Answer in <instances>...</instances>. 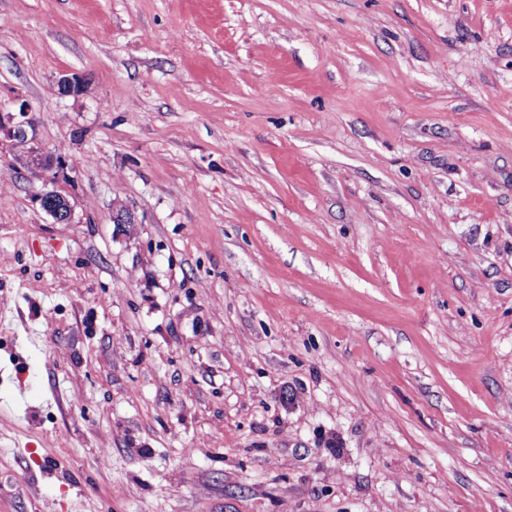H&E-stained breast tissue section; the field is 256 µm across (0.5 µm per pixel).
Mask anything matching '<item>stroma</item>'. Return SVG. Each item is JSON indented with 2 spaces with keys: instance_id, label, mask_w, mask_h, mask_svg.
<instances>
[{
  "instance_id": "1",
  "label": "stroma",
  "mask_w": 512,
  "mask_h": 512,
  "mask_svg": "<svg viewBox=\"0 0 512 512\" xmlns=\"http://www.w3.org/2000/svg\"><path fill=\"white\" fill-rule=\"evenodd\" d=\"M0 512H512V0H0ZM55 178L56 176L53 175L45 179L37 199L41 208L53 218L55 223L70 224L74 221V208L69 198L55 189Z\"/></svg>"
}]
</instances>
